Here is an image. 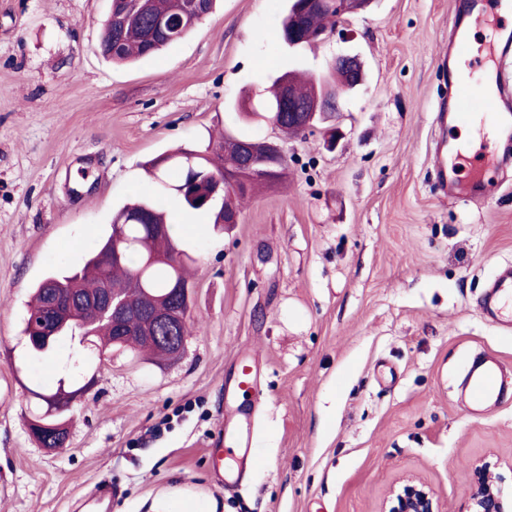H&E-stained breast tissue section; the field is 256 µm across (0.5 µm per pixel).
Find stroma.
Returning a JSON list of instances; mask_svg holds the SVG:
<instances>
[{"label": "stroma", "instance_id": "stroma-1", "mask_svg": "<svg viewBox=\"0 0 512 512\" xmlns=\"http://www.w3.org/2000/svg\"><path fill=\"white\" fill-rule=\"evenodd\" d=\"M467 2L371 0L291 48L287 0H218L184 40L119 66L99 48L110 0H0V512H83L103 480L119 488L112 512H377L405 473L461 512L479 460L512 492V328L480 309L512 264V154L485 201L436 188L438 57ZM346 54L363 81L329 124L288 140L285 183L223 230L189 215L179 358L102 357L77 337L29 349L32 288L78 265L132 195L156 196L147 161L219 133L278 140L241 99ZM483 351L504 362L509 396L475 419L459 385ZM243 358L261 373L245 400ZM60 387L69 436L51 451L27 421ZM221 430L257 460L230 492L207 461Z\"/></svg>", "mask_w": 512, "mask_h": 512}]
</instances>
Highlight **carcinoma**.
Here are the masks:
<instances>
[{"label":"carcinoma","instance_id":"cac0c4a2","mask_svg":"<svg viewBox=\"0 0 512 512\" xmlns=\"http://www.w3.org/2000/svg\"><path fill=\"white\" fill-rule=\"evenodd\" d=\"M167 0H112V13L116 22L105 25L100 43L102 55L114 63H126L151 56L181 41L192 29L190 21L175 27L165 38L154 35L155 14L167 8ZM328 3L305 16L307 28L300 36V44L309 43L310 31L332 23ZM348 85L345 75L335 67H328L326 77L304 78L297 73L278 77L269 95L255 102V107L266 119L274 122L279 132L286 136L297 134L288 126V113L280 111L281 101L299 100L314 93L326 94L328 89H341ZM252 139L224 136V140L208 143L205 150L181 149L160 155L147 163L162 189L156 201L126 205L112 216L110 231L104 234L88 254L84 265L68 274L51 273L33 289L31 304L24 320L23 334L28 337L30 348L37 355L53 351L51 342L62 340L82 331L92 332L91 340L98 353L112 352L115 334L112 324L105 320L96 296L104 288L124 299L131 312L126 320L125 346L157 358H170L172 348L165 340H143L139 337L140 317L138 306L143 297L153 295L166 299L168 310L180 311L182 318L175 327V335L187 336L191 297L170 296L171 288L178 282L192 288L187 277V266L194 258L182 248L181 243L169 232L164 199H178L187 212L214 213V223L224 224L228 214L235 211L234 202L248 196L238 187L224 191L221 201L205 202L211 189V176H224V172L238 168L251 154L261 153ZM159 224L164 236L156 237L150 225ZM56 291L65 300L77 299L74 320L59 329L49 315L48 295Z\"/></svg>","mask_w":512,"mask_h":512}]
</instances>
